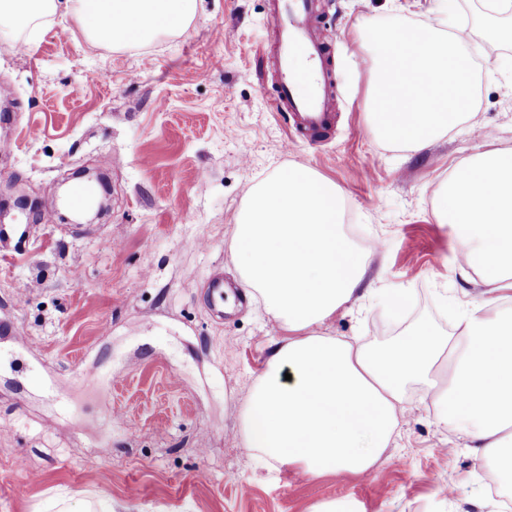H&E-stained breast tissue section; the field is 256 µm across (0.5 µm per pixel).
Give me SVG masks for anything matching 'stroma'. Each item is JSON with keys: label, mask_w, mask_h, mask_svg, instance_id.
<instances>
[{"label": "stroma", "mask_w": 512, "mask_h": 512, "mask_svg": "<svg viewBox=\"0 0 512 512\" xmlns=\"http://www.w3.org/2000/svg\"><path fill=\"white\" fill-rule=\"evenodd\" d=\"M322 0L333 54V129L286 147L271 112L269 0H201L189 27L125 48L91 43L59 14L0 35V200L24 195L0 232V512H312L353 499L362 512H503L466 437L438 425L423 385H402L410 418L365 477L277 470L244 448L238 410L281 334L249 304L231 256L248 189L286 166L344 193L343 226L366 258L364 297L323 333L374 348L424 327L453 336L479 307L480 274L455 266L456 237L435 192L481 152L512 149V45L485 38L486 0ZM396 17L469 29L478 69L470 122L416 154L369 123L377 81L365 27ZM226 36L217 39L216 28ZM108 174L92 224L54 213L61 181ZM224 275V308L207 282Z\"/></svg>", "instance_id": "35a3bbf8"}]
</instances>
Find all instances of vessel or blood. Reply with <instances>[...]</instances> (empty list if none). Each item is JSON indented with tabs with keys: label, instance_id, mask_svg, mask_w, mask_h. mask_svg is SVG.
I'll return each instance as SVG.
<instances>
[{
	"label": "vessel or blood",
	"instance_id": "vessel-or-blood-1",
	"mask_svg": "<svg viewBox=\"0 0 512 512\" xmlns=\"http://www.w3.org/2000/svg\"><path fill=\"white\" fill-rule=\"evenodd\" d=\"M269 22L270 65L278 77L270 109L287 113L297 133L319 135L334 121L336 79L330 54L341 34L320 31L317 0H270Z\"/></svg>",
	"mask_w": 512,
	"mask_h": 512
}]
</instances>
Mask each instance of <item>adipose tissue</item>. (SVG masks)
Wrapping results in <instances>:
<instances>
[{
    "mask_svg": "<svg viewBox=\"0 0 512 512\" xmlns=\"http://www.w3.org/2000/svg\"><path fill=\"white\" fill-rule=\"evenodd\" d=\"M200 0H0V32L58 10L89 40L145 43L186 30ZM455 230L458 265L480 272L484 312L457 337L414 336L381 351L321 333L359 302L365 252L342 232L343 196L302 168L253 186L232 258L252 300L283 332L239 411L243 445L271 467L315 477L370 473L398 425L401 385L422 379L438 423L470 439L477 459L512 453V152L457 169L437 198Z\"/></svg>",
    "mask_w": 512,
    "mask_h": 512,
    "instance_id": "1",
    "label": "adipose tissue"
}]
</instances>
